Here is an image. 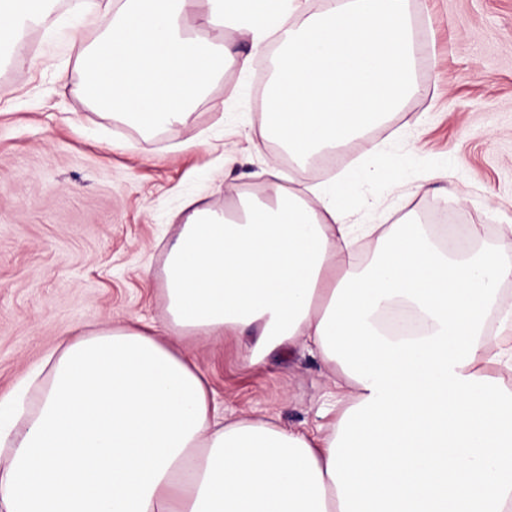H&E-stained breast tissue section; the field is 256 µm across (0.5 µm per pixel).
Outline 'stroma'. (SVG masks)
Segmentation results:
<instances>
[{
    "instance_id": "obj_1",
    "label": "stroma",
    "mask_w": 512,
    "mask_h": 512,
    "mask_svg": "<svg viewBox=\"0 0 512 512\" xmlns=\"http://www.w3.org/2000/svg\"><path fill=\"white\" fill-rule=\"evenodd\" d=\"M419 93L373 133L345 146L344 167L379 144L368 164L394 180L357 183L350 220L367 203L435 227L432 179L457 219L486 225L482 243L512 249V0H408ZM33 48L0 64V395L20 387L77 328L140 317L193 359L234 415L286 429L324 424L328 369L297 348L248 365L247 338H181L166 329L163 267L188 201L231 207L261 193L279 158L274 141L248 140L262 120L256 90L272 57L230 68L186 126L146 135L93 107L79 87V29L71 0H56ZM296 183L330 170L279 158Z\"/></svg>"
}]
</instances>
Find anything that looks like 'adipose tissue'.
I'll use <instances>...</instances> for the list:
<instances>
[{"instance_id":"1","label":"adipose tissue","mask_w":512,"mask_h":512,"mask_svg":"<svg viewBox=\"0 0 512 512\" xmlns=\"http://www.w3.org/2000/svg\"><path fill=\"white\" fill-rule=\"evenodd\" d=\"M53 0H0V59L45 23ZM106 0L78 44L87 97L152 133L188 124L228 67L248 71L277 38L276 77L248 138L272 139L297 163L335 155L382 129L417 89L415 32L407 0ZM223 22L212 40L195 30ZM251 45L237 50V40ZM265 198L240 194L236 218L192 208L163 268L168 326L215 340L251 333L247 360L298 346L322 355L317 332L357 243L373 224L346 210L362 168L332 187L284 185L263 172ZM390 341L439 325L399 296L369 318ZM34 410L0 396V512H340L327 472L347 409L370 396L327 359L337 398L317 436L269 421H226L196 363L155 326L129 318L70 336L45 359Z\"/></svg>"}]
</instances>
